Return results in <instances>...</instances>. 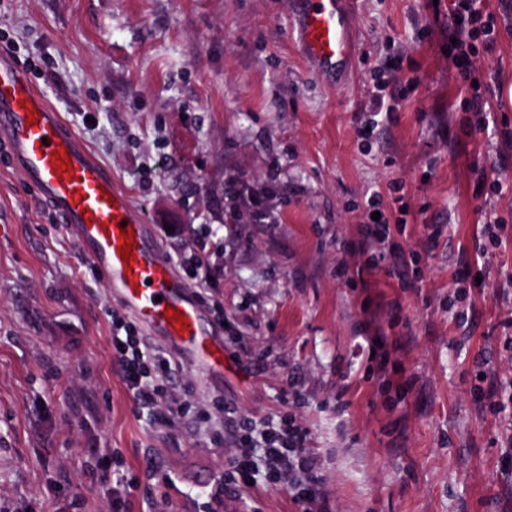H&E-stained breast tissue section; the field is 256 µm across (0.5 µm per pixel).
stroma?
<instances>
[{
	"label": "stroma",
	"instance_id": "1",
	"mask_svg": "<svg viewBox=\"0 0 512 512\" xmlns=\"http://www.w3.org/2000/svg\"><path fill=\"white\" fill-rule=\"evenodd\" d=\"M427 3L349 0L354 57L323 76L295 0H0V46L127 189L232 364L205 374L147 331L0 148V512H112L118 491L125 512H305L285 484L225 482L247 419L307 430L331 512H512V6L481 0L486 133L446 53L451 0ZM380 84L397 110L365 137ZM243 183L273 219L227 223ZM375 193L390 236L361 278L343 262ZM121 327L170 358V423L122 382Z\"/></svg>",
	"mask_w": 512,
	"mask_h": 512
}]
</instances>
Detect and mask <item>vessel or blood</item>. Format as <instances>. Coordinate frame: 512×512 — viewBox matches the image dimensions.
<instances>
[{
	"instance_id": "1",
	"label": "vessel or blood",
	"mask_w": 512,
	"mask_h": 512,
	"mask_svg": "<svg viewBox=\"0 0 512 512\" xmlns=\"http://www.w3.org/2000/svg\"><path fill=\"white\" fill-rule=\"evenodd\" d=\"M296 30L318 73L326 75L349 64L353 42L345 0H301ZM31 114L36 117L32 125L27 122ZM0 141L44 200L73 228L84 257L100 269L121 303L152 332L192 351L204 371L227 369L223 342L205 329L200 308L185 293L162 245L149 240L147 221L134 215L127 191L3 52ZM56 151L67 157L70 171L55 166L51 155ZM124 231L133 240L129 265L119 255ZM170 307L186 316L187 330L168 321L165 311Z\"/></svg>"
}]
</instances>
